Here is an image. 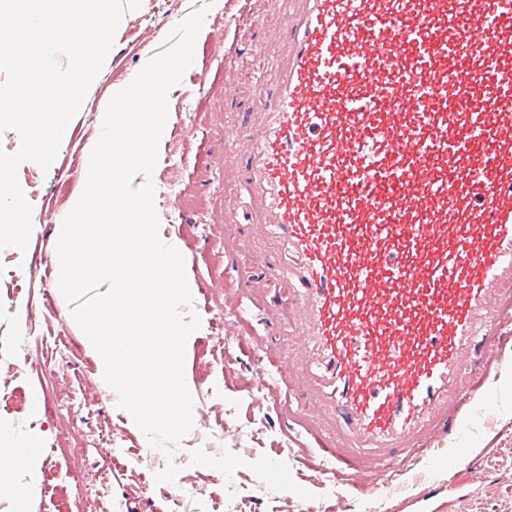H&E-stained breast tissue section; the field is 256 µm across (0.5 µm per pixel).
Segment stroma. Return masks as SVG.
<instances>
[{"mask_svg": "<svg viewBox=\"0 0 512 512\" xmlns=\"http://www.w3.org/2000/svg\"><path fill=\"white\" fill-rule=\"evenodd\" d=\"M241 0H142L115 37L101 72L70 121L73 141L62 142L49 168L24 162L17 172L32 207L33 234L25 262L14 249L0 251V427L22 438L42 437L41 464L33 483L30 512H113L121 502L127 512H182L180 487L204 488L198 512H371V502L337 496L327 475L294 457L306 434L285 428L275 406L253 404L243 386L258 382L268 357L290 358L297 336L287 325L260 319L249 302L225 299L223 285L234 279L242 258L225 256L221 242L224 208L244 197L243 188L224 183V148L258 102L256 84L272 86L276 67L255 44L277 31L292 0H254L253 25L234 19ZM205 19L196 40L193 65L168 92V124L182 135L164 134L152 174L159 229L177 238L190 262L185 269L195 288L185 314L200 326L185 355L184 374L197 391L199 420L189 437L172 452L155 449L157 469H133L131 455L144 451L142 439L112 404V396L94 378L95 364L81 345V330L61 315L56 279L38 274L54 262L56 230L67 215V202L81 186L87 145L98 138L97 114L105 109L113 84L131 80L146 55L162 56L178 43L174 28L197 13ZM235 50L239 66L235 89L224 91V53ZM25 306L24 324L14 312ZM234 323L239 339L262 337L266 356L236 351L224 361V325ZM42 395L39 413L28 410L31 391ZM498 400L473 422L462 455L448 481L432 500L419 491L410 499L388 500L389 512H512V373L497 382ZM120 443L122 453L112 450ZM232 470H224L227 460ZM283 460L286 481L261 480L259 472ZM165 473L166 482L156 480ZM117 479L107 497L97 496L98 476Z\"/></svg>", "mask_w": 512, "mask_h": 512, "instance_id": "1", "label": "stroma"}]
</instances>
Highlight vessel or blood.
<instances>
[{
    "label": "vessel or blood",
    "instance_id": "vessel-or-blood-1",
    "mask_svg": "<svg viewBox=\"0 0 512 512\" xmlns=\"http://www.w3.org/2000/svg\"><path fill=\"white\" fill-rule=\"evenodd\" d=\"M292 3L224 156L245 295L301 342L261 398L343 487L432 495L512 340V0Z\"/></svg>",
    "mask_w": 512,
    "mask_h": 512
}]
</instances>
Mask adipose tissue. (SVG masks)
<instances>
[{"label": "adipose tissue", "instance_id": "obj_1", "mask_svg": "<svg viewBox=\"0 0 512 512\" xmlns=\"http://www.w3.org/2000/svg\"><path fill=\"white\" fill-rule=\"evenodd\" d=\"M41 446L42 438L36 433L22 439L0 433V493L10 498L13 512H28Z\"/></svg>", "mask_w": 512, "mask_h": 512}]
</instances>
